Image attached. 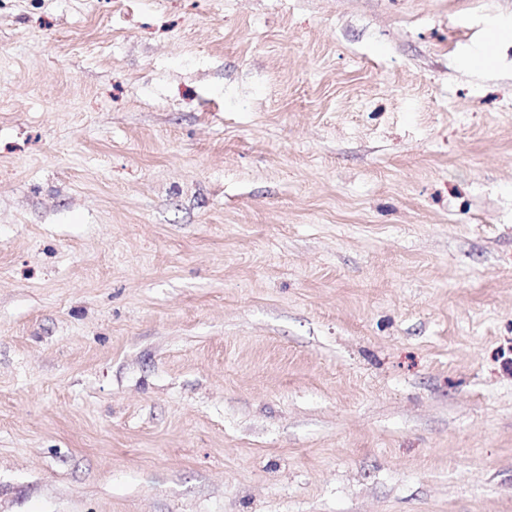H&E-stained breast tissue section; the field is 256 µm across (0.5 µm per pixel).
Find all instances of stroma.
Segmentation results:
<instances>
[{
	"label": "stroma",
	"instance_id": "1",
	"mask_svg": "<svg viewBox=\"0 0 512 512\" xmlns=\"http://www.w3.org/2000/svg\"><path fill=\"white\" fill-rule=\"evenodd\" d=\"M0 512H512V0H0Z\"/></svg>",
	"mask_w": 512,
	"mask_h": 512
}]
</instances>
